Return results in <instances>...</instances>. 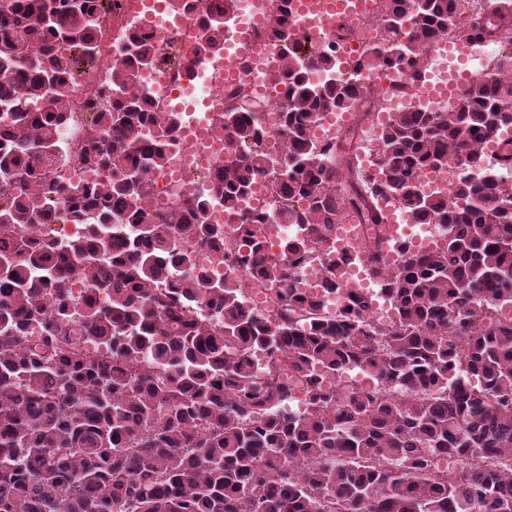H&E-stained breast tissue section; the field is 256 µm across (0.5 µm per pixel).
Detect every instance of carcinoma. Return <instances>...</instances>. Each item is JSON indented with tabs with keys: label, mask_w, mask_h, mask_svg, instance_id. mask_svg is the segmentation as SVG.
<instances>
[{
	"label": "carcinoma",
	"mask_w": 512,
	"mask_h": 512,
	"mask_svg": "<svg viewBox=\"0 0 512 512\" xmlns=\"http://www.w3.org/2000/svg\"><path fill=\"white\" fill-rule=\"evenodd\" d=\"M222 13L202 23V50L224 43ZM101 0H0V512H512V154L485 165L483 141L512 126V14L484 0L476 22L455 0H388V45L355 63L375 71L405 61V86L424 68L426 44L440 33L505 44L495 70L469 85L453 112H395L382 129L375 163L361 166L360 131L377 108L353 78L314 86L308 73L336 70L330 52L296 51L272 79L288 85L277 219L306 215L315 236L266 255L253 224L267 217L241 207L256 178L271 165L249 152L257 105L239 90L225 94L224 163L216 174L224 215L239 225L252 267L248 280L191 274L221 232L200 219L205 203L184 199L166 224L151 222L138 204L146 178L161 168L174 116L143 143L140 128L156 122L149 100L128 88L135 69L153 58L144 38L112 63L117 97L92 120L99 141L84 162L103 176L48 185L37 164L51 161L68 106L70 60L55 47L86 49L101 31ZM412 27L402 30L405 20ZM273 37L290 42L285 10L269 19ZM40 49H34L35 43ZM23 95H17L16 83ZM29 100L43 102L37 112ZM349 110L355 121L332 148L309 138L324 112ZM457 162L453 195L423 190L420 174ZM395 194L417 224L448 232L435 249L408 256L386 271L377 245L367 274L383 282L397 319L367 320L368 303L349 293L342 314L293 287L295 269L317 248L330 260L325 288L342 284L350 257L336 254L330 230L344 213L355 224L388 217L379 197ZM74 222L92 220L89 236L60 251L51 240L16 235L57 221L58 199ZM189 243L192 248L181 249ZM108 265H103L104 259ZM188 273L160 287L173 267ZM79 268L90 295L71 301L68 277ZM267 288L265 314L243 307L246 284ZM105 295L99 302L98 296ZM207 305L217 320L185 313ZM70 335L92 337L124 364L86 357L71 340L53 351L18 346L23 323L55 338L57 321ZM263 351L268 366L253 372ZM292 375L281 377V363ZM345 362L383 380L373 392L351 384L327 387L316 374ZM301 387L308 409L284 410ZM458 462L443 471L434 459Z\"/></svg>",
	"instance_id": "1"
}]
</instances>
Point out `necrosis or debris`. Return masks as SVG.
<instances>
[{
  "label": "necrosis or debris",
  "instance_id": "1",
  "mask_svg": "<svg viewBox=\"0 0 512 512\" xmlns=\"http://www.w3.org/2000/svg\"><path fill=\"white\" fill-rule=\"evenodd\" d=\"M158 2L118 0L116 13L105 17L90 52H72L66 120L54 162L45 171L46 179L52 182L66 175L76 180L89 177L82 156L98 139L91 123L92 113L107 108L112 101L111 64L122 57L132 37L148 39L155 47V55L148 66L138 70L133 91L151 101L159 118L175 115L177 129L166 150V164L149 174L151 194L143 208L160 224L181 200L207 198L203 220L220 227L223 244L204 251L199 268L214 280L244 279L248 276L246 266L234 260L241 244L239 230L225 221L223 196L215 181V173L224 162V93L238 89L260 105L256 114L259 134L253 150L264 152L283 135L281 114L288 103L287 86L268 79L269 71L279 67L289 49L287 43L270 35L269 13L280 3H287L289 27L301 36L305 51L320 53L332 47L340 56H360L385 39L383 0H369L368 8L353 25L354 36L337 47L323 39L310 15L300 11L297 0H237L235 25L226 31L223 49L211 54L202 50V18L214 12L218 0H195L192 8L163 12L157 11ZM455 44V38L445 35L431 42L427 49L429 65L420 88L401 89L403 69L398 63L371 73L359 72L356 86L370 90L381 103L362 126L364 143L376 141L390 113L456 110L458 95L443 91L452 76L451 51ZM243 48L249 54L242 57L238 75L225 77L226 62ZM253 231L266 252L278 255L284 243L311 237L312 226L304 220L291 224L272 221L254 225ZM328 263L322 252L308 254L296 270L295 286L319 297L323 312L333 316L344 308L347 290L342 287L325 291L322 283Z\"/></svg>",
  "mask_w": 512,
  "mask_h": 512
}]
</instances>
